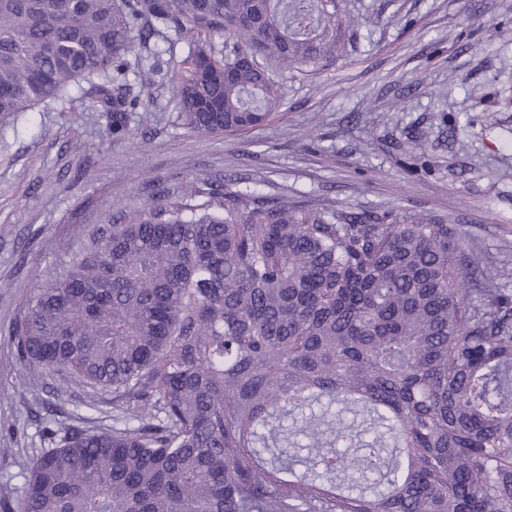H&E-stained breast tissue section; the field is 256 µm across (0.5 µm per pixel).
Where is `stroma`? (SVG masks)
<instances>
[{
    "instance_id": "1",
    "label": "stroma",
    "mask_w": 512,
    "mask_h": 512,
    "mask_svg": "<svg viewBox=\"0 0 512 512\" xmlns=\"http://www.w3.org/2000/svg\"><path fill=\"white\" fill-rule=\"evenodd\" d=\"M359 30L327 66L273 67L284 107L266 124L191 135L163 55L123 139L96 101L52 103L0 130V512L44 426L112 428L108 391L27 374L11 330L35 283L59 278L100 227L160 190L220 186L339 212L456 228L512 291V0H346Z\"/></svg>"
}]
</instances>
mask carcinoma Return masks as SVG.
I'll use <instances>...</instances> for the list:
<instances>
[{"label": "carcinoma", "mask_w": 512, "mask_h": 512, "mask_svg": "<svg viewBox=\"0 0 512 512\" xmlns=\"http://www.w3.org/2000/svg\"><path fill=\"white\" fill-rule=\"evenodd\" d=\"M344 0H0V128L77 89L112 136L183 40L193 134L270 121L263 60L347 54ZM236 41L217 43L222 35ZM430 218L314 210L240 191L165 193L38 284L12 340L27 373L110 390L118 425L73 427L23 472L20 512H512V294ZM372 406L360 455L331 411ZM301 420L311 466L278 447Z\"/></svg>", "instance_id": "1"}]
</instances>
